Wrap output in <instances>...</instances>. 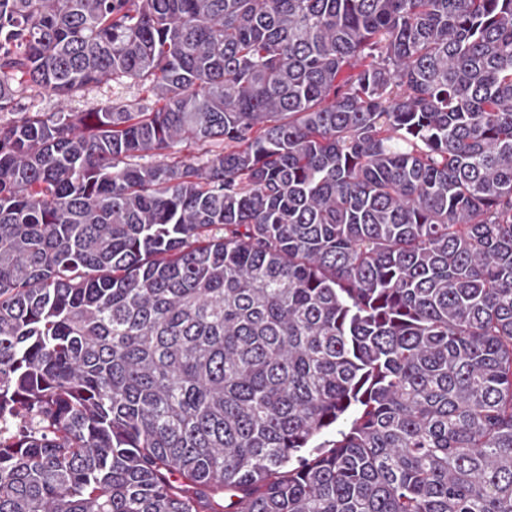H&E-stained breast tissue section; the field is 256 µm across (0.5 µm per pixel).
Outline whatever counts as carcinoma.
<instances>
[{"label":"carcinoma","mask_w":512,"mask_h":512,"mask_svg":"<svg viewBox=\"0 0 512 512\" xmlns=\"http://www.w3.org/2000/svg\"><path fill=\"white\" fill-rule=\"evenodd\" d=\"M3 114L0 512H512V0H0ZM120 101L127 104L150 109L156 105L148 85L127 81L123 84L112 83V80L104 81L100 85L87 91L84 96L72 100L62 101L51 92L33 91L27 93L22 99V104L39 112H59L61 110L83 112L94 108L106 101Z\"/></svg>","instance_id":"1"}]
</instances>
